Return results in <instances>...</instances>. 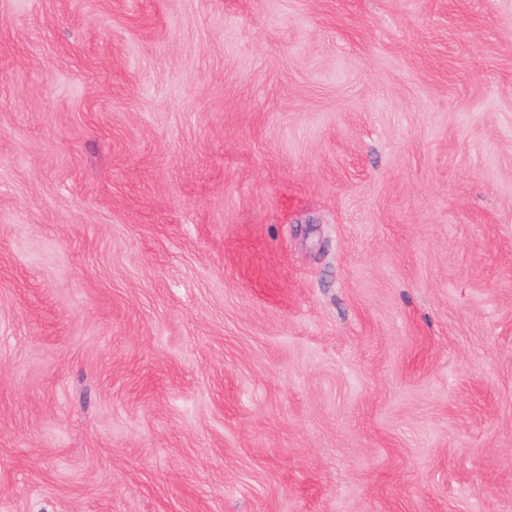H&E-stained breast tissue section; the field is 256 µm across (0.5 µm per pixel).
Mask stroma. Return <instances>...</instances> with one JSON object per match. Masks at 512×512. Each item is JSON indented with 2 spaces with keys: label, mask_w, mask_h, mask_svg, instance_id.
<instances>
[{
  "label": "stroma",
  "mask_w": 512,
  "mask_h": 512,
  "mask_svg": "<svg viewBox=\"0 0 512 512\" xmlns=\"http://www.w3.org/2000/svg\"><path fill=\"white\" fill-rule=\"evenodd\" d=\"M0 512H512V0H0Z\"/></svg>",
  "instance_id": "35a3bbf8"
}]
</instances>
